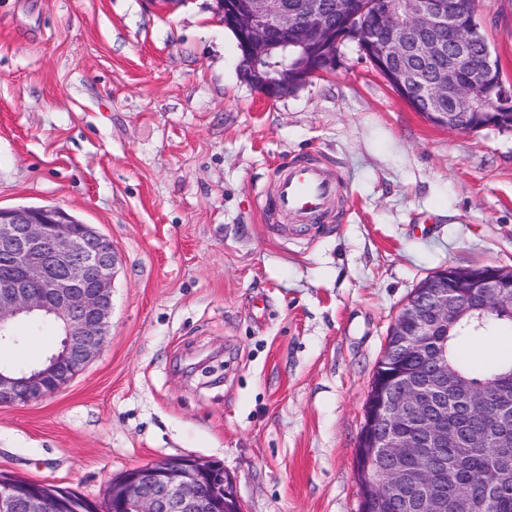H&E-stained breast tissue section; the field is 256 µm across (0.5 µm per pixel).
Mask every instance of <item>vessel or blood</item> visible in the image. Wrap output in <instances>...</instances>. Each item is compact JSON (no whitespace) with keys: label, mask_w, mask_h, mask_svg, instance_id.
<instances>
[{"label":"vessel or blood","mask_w":512,"mask_h":512,"mask_svg":"<svg viewBox=\"0 0 512 512\" xmlns=\"http://www.w3.org/2000/svg\"><path fill=\"white\" fill-rule=\"evenodd\" d=\"M336 196L331 161L297 160L281 169L268 208L294 224L310 226L331 219Z\"/></svg>","instance_id":"1"}]
</instances>
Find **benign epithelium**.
<instances>
[{
  "label": "benign epithelium",
  "mask_w": 512,
  "mask_h": 512,
  "mask_svg": "<svg viewBox=\"0 0 512 512\" xmlns=\"http://www.w3.org/2000/svg\"><path fill=\"white\" fill-rule=\"evenodd\" d=\"M234 31L245 80L269 100L338 66L349 38L397 95L449 130L504 127L512 84L481 31L472 0H214ZM115 251L89 224L53 206L0 208V344L29 321L59 326L57 349L23 372L0 367V407L43 400L68 385L104 348L112 310ZM512 306V267L450 266L414 290L388 333L356 448L362 512L381 498L406 512H494L496 473L476 492L449 488L446 447L494 440L512 455V392L467 387L441 355L448 326L490 307ZM407 356L428 361L421 372ZM494 404L495 428L448 431V403ZM112 512H240L234 481L212 461L163 458L112 480ZM55 486L0 475V512H82Z\"/></svg>",
  "instance_id": "1"
}]
</instances>
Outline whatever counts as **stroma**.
<instances>
[{"label":"stroma","instance_id":"obj_1","mask_svg":"<svg viewBox=\"0 0 512 512\" xmlns=\"http://www.w3.org/2000/svg\"><path fill=\"white\" fill-rule=\"evenodd\" d=\"M213 0H0V207L117 254L103 350L0 407V472L103 502L128 469L223 465L243 512H361L355 450L389 329L449 266H512V130L428 123L356 43L269 101ZM512 79V0H475ZM338 166L336 216L270 232L279 168ZM474 368L512 337L461 341Z\"/></svg>","mask_w":512,"mask_h":512}]
</instances>
